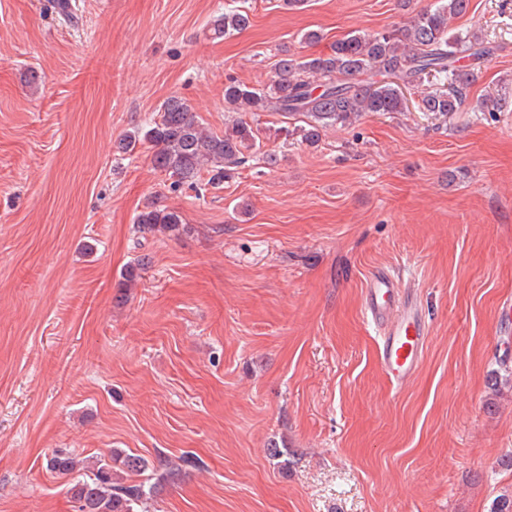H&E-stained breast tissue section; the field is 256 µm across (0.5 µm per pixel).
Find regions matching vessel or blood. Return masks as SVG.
Returning a JSON list of instances; mask_svg holds the SVG:
<instances>
[{"label":"vessel or blood","instance_id":"1","mask_svg":"<svg viewBox=\"0 0 512 512\" xmlns=\"http://www.w3.org/2000/svg\"><path fill=\"white\" fill-rule=\"evenodd\" d=\"M363 308L369 322L381 331L380 366L391 385L401 387L414 376L424 350L423 316L388 270L376 271L369 278Z\"/></svg>","mask_w":512,"mask_h":512}]
</instances>
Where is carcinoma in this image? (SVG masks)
<instances>
[{
  "label": "carcinoma",
  "instance_id": "cac0c4a2",
  "mask_svg": "<svg viewBox=\"0 0 512 512\" xmlns=\"http://www.w3.org/2000/svg\"><path fill=\"white\" fill-rule=\"evenodd\" d=\"M470 0H437L414 12L399 28L374 34H349L336 41L327 54L306 59L288 50L280 51L269 83L256 87L231 81L224 85V106L236 113L224 133L209 132L192 105L172 95L165 99L151 122L121 139L118 149L131 152L139 145L151 150L155 170L179 187L193 185L202 173L208 184L219 187L233 179L251 156L266 161L273 155L263 151L260 130L246 119L258 112L302 115L305 125L284 136L297 134L301 141L316 145L324 128L351 123L365 113L403 112L407 109L402 88L417 89L432 78L438 87L420 94L422 112L448 114L468 107V89L477 71L464 60L485 54L477 36L452 34L451 22L465 14ZM249 15L241 9H226L210 24L217 37H230L249 26ZM140 233L174 231L182 218L177 211L152 202L135 220ZM46 469L67 477L82 470L73 455L56 450L46 456ZM78 512H134L144 496L143 486L122 484L112 478V466L98 460L70 488Z\"/></svg>",
  "mask_w": 512,
  "mask_h": 512
}]
</instances>
